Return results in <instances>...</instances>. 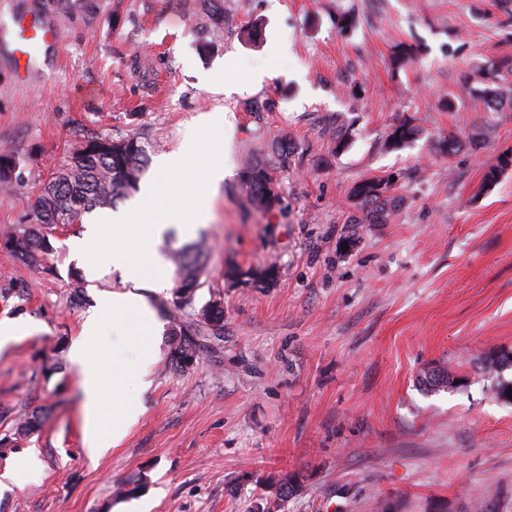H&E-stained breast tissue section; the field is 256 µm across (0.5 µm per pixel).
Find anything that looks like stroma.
Instances as JSON below:
<instances>
[{
  "label": "stroma",
  "mask_w": 512,
  "mask_h": 512,
  "mask_svg": "<svg viewBox=\"0 0 512 512\" xmlns=\"http://www.w3.org/2000/svg\"><path fill=\"white\" fill-rule=\"evenodd\" d=\"M216 5L230 25L212 24ZM59 21L35 80L16 83L0 62V155L19 163L0 188V237L29 223V202L84 136L139 134L146 179L173 184L160 159L199 115L224 113L229 129L206 143L229 174L201 227V286L178 307L172 289L152 297L170 327L219 300L224 328L180 372L162 344L140 422L90 457L67 353L121 277L73 280L82 223L54 229L43 267L0 250V320L35 327L0 351V474L12 475L0 512L140 500L150 512H251L287 473L301 486L281 512H512V403L473 373L490 351H512V166L483 185L512 153V110L485 111L461 88L512 60V0H100ZM256 22L263 36L247 40ZM221 76L236 91H216ZM405 121L420 136L386 148ZM451 135L463 145L449 154ZM281 136L296 146L276 173L282 202L259 212L242 174ZM392 173L399 210L353 223V188ZM269 265L272 284L249 280ZM435 365L464 386L423 393ZM34 414L37 430L17 435Z\"/></svg>",
  "instance_id": "35a3bbf8"
}]
</instances>
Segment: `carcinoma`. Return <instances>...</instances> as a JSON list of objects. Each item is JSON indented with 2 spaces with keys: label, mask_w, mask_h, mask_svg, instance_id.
Instances as JSON below:
<instances>
[{
  "label": "carcinoma",
  "mask_w": 512,
  "mask_h": 512,
  "mask_svg": "<svg viewBox=\"0 0 512 512\" xmlns=\"http://www.w3.org/2000/svg\"><path fill=\"white\" fill-rule=\"evenodd\" d=\"M465 91L477 93L485 102L487 111H497L502 102L501 93L491 86L474 87L471 77L464 78ZM419 128L407 123L393 127L388 135V145L400 148L417 139ZM294 148L285 137L275 142L274 155L279 165L286 166L292 161ZM148 162L140 136L133 134L119 139L92 136L74 147L53 177L44 184L41 193L31 205V223L19 233L0 240V249L9 251L22 260L43 266L54 252L49 240L52 228L59 224H72L83 214L97 208H115L117 204L139 189L140 180ZM18 161L0 155V185H9L15 179ZM392 177L371 178L357 185L355 196L360 199L361 214L353 217V224H385L400 207V199L389 194ZM251 205L268 212L281 200L278 181L273 168L267 162L252 164L243 180ZM207 250L206 239L201 237L170 253V260L176 268V292L174 305L183 301L185 294H194L201 286L200 277L204 268L203 258ZM200 319L178 328L172 351V364L182 370L187 360L195 357L205 331H220L224 327V308L207 302L199 312ZM506 368H512V358L488 354L479 367L484 376H500ZM427 391L453 388L456 379L446 365H437L419 379ZM300 486L298 476L290 474L282 478L270 497L260 498L255 512H278L280 502L295 493Z\"/></svg>",
  "instance_id": "obj_1"
}]
</instances>
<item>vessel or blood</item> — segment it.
<instances>
[{"mask_svg":"<svg viewBox=\"0 0 512 512\" xmlns=\"http://www.w3.org/2000/svg\"><path fill=\"white\" fill-rule=\"evenodd\" d=\"M11 20L10 28L0 31V49L13 61L18 83H30L36 77L50 49L60 38V25L40 8H23L17 0H0Z\"/></svg>","mask_w":512,"mask_h":512,"instance_id":"1","label":"vessel or blood"}]
</instances>
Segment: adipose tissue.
<instances>
[{"instance_id":"ef3b65f1","label":"adipose tissue","mask_w":512,"mask_h":512,"mask_svg":"<svg viewBox=\"0 0 512 512\" xmlns=\"http://www.w3.org/2000/svg\"><path fill=\"white\" fill-rule=\"evenodd\" d=\"M223 128V113L201 115L185 133L178 154L166 157L161 163L162 169L175 170L181 157L189 156L205 169V180H196L189 173L184 176L183 190L191 199L189 209L173 211L162 221L145 223V211L163 192L162 185L152 180L142 186L135 203L99 216L97 223L90 225L83 237L72 245L81 261L90 266H112L132 285L128 291L115 290L100 295L96 312L85 319L69 350V359L79 371L84 394L85 445L90 456H101L117 447L146 411L143 395L152 385L153 367L160 358L159 336L164 324L146 293L137 292L136 287L144 282L149 291L166 289L170 283L169 264L160 247L168 231L175 228L189 237L197 226L205 223L211 198L224 180V163L206 153L204 140L209 132ZM107 316L125 326L129 352L104 348L102 323ZM94 351L99 352L103 360L119 366L135 386L133 392L113 395L116 412L111 428L106 430L99 425V411L107 378L101 367L88 362L89 354Z\"/></svg>"}]
</instances>
